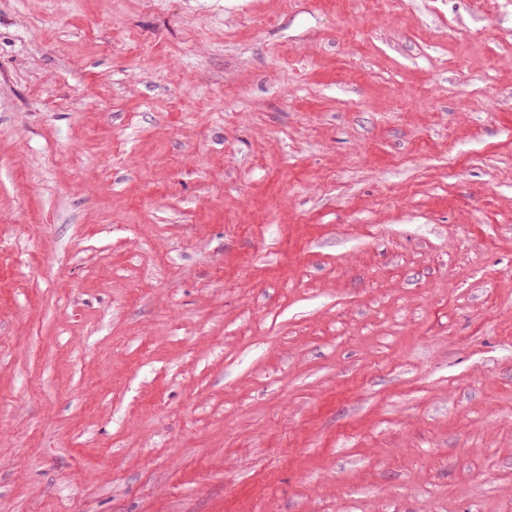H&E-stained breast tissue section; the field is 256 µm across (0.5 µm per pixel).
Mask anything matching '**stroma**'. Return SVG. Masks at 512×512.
I'll return each instance as SVG.
<instances>
[{"label": "stroma", "mask_w": 512, "mask_h": 512, "mask_svg": "<svg viewBox=\"0 0 512 512\" xmlns=\"http://www.w3.org/2000/svg\"><path fill=\"white\" fill-rule=\"evenodd\" d=\"M0 512H512V0H0Z\"/></svg>", "instance_id": "stroma-1"}]
</instances>
